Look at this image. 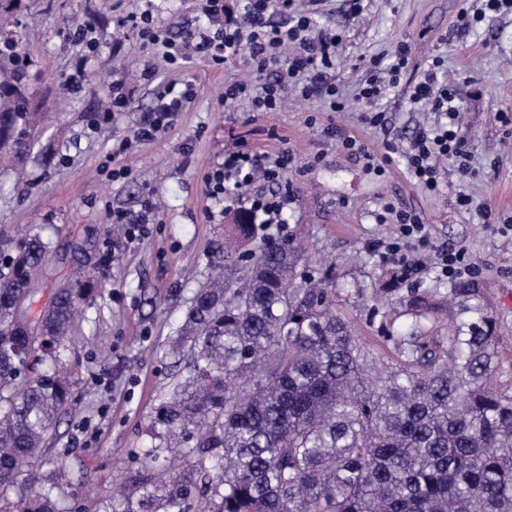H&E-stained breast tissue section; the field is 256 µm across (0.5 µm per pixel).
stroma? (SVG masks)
<instances>
[{"label": "stroma", "instance_id": "35a3bbf8", "mask_svg": "<svg viewBox=\"0 0 512 512\" xmlns=\"http://www.w3.org/2000/svg\"><path fill=\"white\" fill-rule=\"evenodd\" d=\"M482 11V0H296L320 27L338 31L336 83L345 101L332 112L286 90L274 112L251 111L247 101L223 99L224 85L249 77L245 53L216 67L202 59L186 68L160 70L152 83L139 81L146 58L135 34L118 21L139 11L142 0H24L20 15L31 34L22 52L30 62L35 101L55 121L28 157L23 175L0 167V238L14 237L26 225L45 227L50 250L35 274V291L23 303L38 318L57 288L98 276L105 283L82 311L65 355L73 394L81 400L61 415L46 438V454L62 459L80 487L78 512H105L113 497L134 493L132 450L149 440L147 428L169 398L178 369L168 344L196 288L224 257L234 232L219 218V203L205 194L204 177L241 146L258 155L288 153L291 160L279 184L260 182L257 193L290 190L284 230L254 225L250 245L270 237H290L309 248L305 277L326 278L336 288V311L379 369L398 366L396 335L408 323L403 308L373 300L375 290L396 286L419 290L432 300L447 296L453 280L436 272L404 280L373 249L393 234L385 222L387 200L420 211L429 226L430 245L455 244L475 268V280L489 290L490 309L499 324L498 388L512 392V234L498 224L512 218V125L498 116L512 113V12H483L461 29L462 5ZM155 23L191 29L205 25L203 0H155ZM95 15L102 35L87 54L68 25L72 15ZM412 46V67L442 57L462 102L461 133L470 155V178L459 179L454 162L435 193L415 185L401 151L431 112L408 104L406 84L381 101L386 123L360 121L356 94L371 64L391 57L400 43ZM88 56L84 88L74 93L59 85L76 60ZM124 82L131 92L127 111L94 129L90 120L106 97L97 80ZM192 83L195 97L175 126L147 144H133L121 158L128 177L115 181L109 155L113 144L132 137L160 85ZM336 128L362 140L383 161L385 172L368 171L362 161L338 148L326 131ZM488 206L490 220L456 204L459 192ZM158 210L147 234L128 238L112 224V211H139L144 199Z\"/></svg>", "mask_w": 512, "mask_h": 512}]
</instances>
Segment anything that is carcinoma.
I'll return each mask as SVG.
<instances>
[{
	"mask_svg": "<svg viewBox=\"0 0 512 512\" xmlns=\"http://www.w3.org/2000/svg\"><path fill=\"white\" fill-rule=\"evenodd\" d=\"M21 3L0 0V161L18 163L40 130L17 57ZM253 219L232 212L236 241ZM46 253L35 232L0 240V512H73L79 496L43 443L75 405L61 365L95 288H60L29 319L21 306ZM304 260L293 240H269L199 285L172 341L186 376L136 455L138 496L107 512H512V394L492 384L498 325L484 291L450 290L446 348L423 341L427 297L403 298L402 365L375 377L336 289L297 281ZM179 449L191 469L162 476Z\"/></svg>",
	"mask_w": 512,
	"mask_h": 512,
	"instance_id": "carcinoma-1",
	"label": "carcinoma"
}]
</instances>
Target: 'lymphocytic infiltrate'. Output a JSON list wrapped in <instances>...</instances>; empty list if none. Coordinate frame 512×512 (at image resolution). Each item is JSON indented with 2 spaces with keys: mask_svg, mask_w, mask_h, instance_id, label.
Wrapping results in <instances>:
<instances>
[{
  "mask_svg": "<svg viewBox=\"0 0 512 512\" xmlns=\"http://www.w3.org/2000/svg\"><path fill=\"white\" fill-rule=\"evenodd\" d=\"M295 0H280L285 14L284 23L275 25L269 19L270 0H246L244 17L239 23H225L224 0H204L203 13L208 19L204 29L188 30L174 36L170 30L154 22L151 9L133 13L120 20V27L134 31L143 48L152 56V64L142 71L145 81H152L157 64L168 69H180L192 58L223 65L228 56L239 49H247L253 73L262 76L260 87L237 81L225 84V100H248L252 111L278 110L284 103L282 89L291 86L307 100H316L333 112L344 108L342 96L332 71L336 65L337 36L316 27L313 17L295 8ZM294 47L288 59H281L279 51ZM411 47L400 44L388 66L386 79L367 81L359 90L358 98L364 104L362 123L379 126L383 115L377 110L380 99L400 82L410 66ZM440 59H433L427 70L415 79L410 88L409 104L426 107L435 112L433 124L417 128L405 152L407 172L411 179L429 192L439 190L442 181L439 162L451 157L457 162L459 175L468 171V151L458 124L460 101L453 85L440 78ZM194 97L191 83L170 82L160 91L145 120L136 131L140 142L149 143L171 128L179 112L185 111ZM288 165L287 156L265 160L252 153L232 149L225 151L224 162L205 179L208 198L223 200L239 195L248 203L254 216L263 217L265 223H283L287 196L252 195L249 189L255 180L274 182L281 178ZM385 211L397 226L395 236L386 246V253L397 262L403 275L419 274L425 267L423 259L410 252L411 243L428 246L427 226L419 212L395 203H387Z\"/></svg>",
  "mask_w": 512,
  "mask_h": 512,
  "instance_id": "f902f5d3",
  "label": "lymphocytic infiltrate"
}]
</instances>
